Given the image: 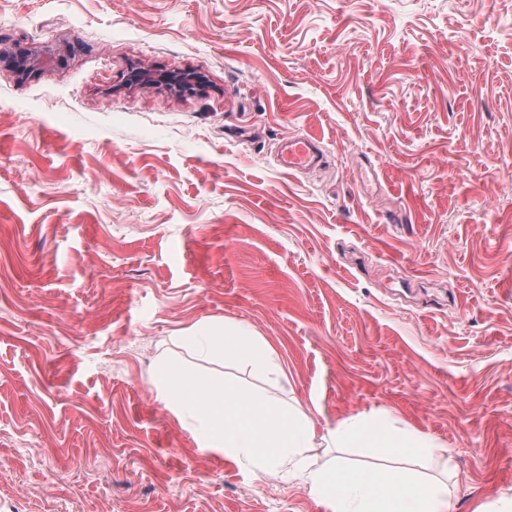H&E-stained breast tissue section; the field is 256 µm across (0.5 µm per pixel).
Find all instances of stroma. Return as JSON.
Wrapping results in <instances>:
<instances>
[{
    "mask_svg": "<svg viewBox=\"0 0 512 512\" xmlns=\"http://www.w3.org/2000/svg\"><path fill=\"white\" fill-rule=\"evenodd\" d=\"M0 47L51 54L0 65V512H327L201 450L163 357L389 409L457 512L512 500V0H0ZM208 320L283 378L176 342ZM4 62L21 75L33 73L41 64L39 55L30 50H23L15 54L6 55L0 51V64ZM131 80L135 84L161 82L167 85L169 89L174 90L190 89L196 86L194 74L187 71L160 75L150 69H138L132 73ZM279 166L288 172H302L320 166L324 152L320 141L311 137H295L283 143L277 153Z\"/></svg>",
    "mask_w": 512,
    "mask_h": 512,
    "instance_id": "1",
    "label": "stroma"
}]
</instances>
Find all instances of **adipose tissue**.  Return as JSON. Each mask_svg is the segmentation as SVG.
Instances as JSON below:
<instances>
[{"label": "adipose tissue", "instance_id": "obj_1", "mask_svg": "<svg viewBox=\"0 0 512 512\" xmlns=\"http://www.w3.org/2000/svg\"><path fill=\"white\" fill-rule=\"evenodd\" d=\"M203 358H232L275 382L283 374L277 350L264 338L228 321H205L180 336ZM158 401L199 448L224 455L256 479L283 474L320 500L327 512H457L447 485L413 469L379 467L380 459L428 461L442 448L390 411L374 410L317 430L299 401L245 388L220 375L167 360L153 371ZM357 448L364 463L336 461L311 468L319 448Z\"/></svg>", "mask_w": 512, "mask_h": 512}]
</instances>
